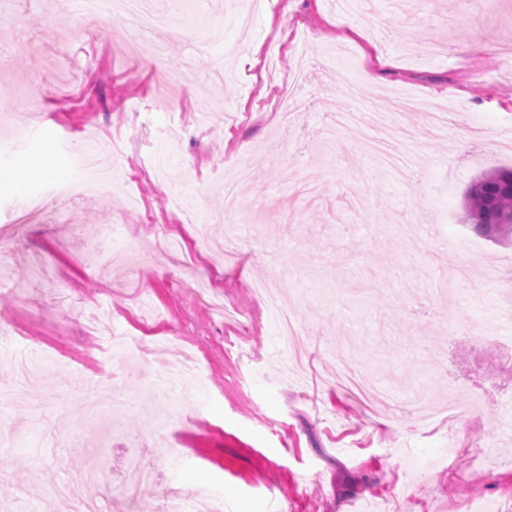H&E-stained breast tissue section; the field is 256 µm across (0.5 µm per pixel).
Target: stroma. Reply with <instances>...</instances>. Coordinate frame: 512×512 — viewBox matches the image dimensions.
Listing matches in <instances>:
<instances>
[{"instance_id":"obj_1","label":"stroma","mask_w":512,"mask_h":512,"mask_svg":"<svg viewBox=\"0 0 512 512\" xmlns=\"http://www.w3.org/2000/svg\"><path fill=\"white\" fill-rule=\"evenodd\" d=\"M139 0L149 19L179 16L167 69L139 62L141 38L121 21L89 20L59 0H0V229L23 247L0 251V315L58 360L0 405V512H72L55 488L92 462L72 445L89 427L88 381L150 389L101 453V512H113L128 469L150 466L151 497L220 494L224 512H446L447 500L500 503L512 490V377L492 337L512 338V242L464 224L482 174L512 167V0H362L344 35L329 0H265L249 25L244 0ZM387 31L383 78L371 31ZM484 44L474 53L473 42ZM318 60L306 107L278 119L276 82L258 79ZM348 71L339 87L333 69ZM442 103L466 130H432L397 93ZM127 194L65 198L45 222L33 195L79 173V152H112ZM113 153V152H112ZM181 190L208 236L234 233L239 256L219 261L170 215ZM114 228L108 241L100 225ZM183 256L154 250L157 235ZM41 284L29 279L34 256ZM463 272L456 301L448 276ZM256 283L281 291L303 341L287 358ZM114 328L141 337L145 357L107 353L97 304ZM239 336L242 351L226 340ZM485 337L483 350L473 347ZM189 348L202 371L168 399L159 373ZM388 390L368 406L328 375L339 360ZM476 401L473 417L440 419L448 394Z\"/></svg>"}]
</instances>
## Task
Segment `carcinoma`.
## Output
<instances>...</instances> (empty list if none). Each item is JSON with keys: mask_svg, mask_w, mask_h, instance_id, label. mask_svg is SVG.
Here are the masks:
<instances>
[{"mask_svg": "<svg viewBox=\"0 0 512 512\" xmlns=\"http://www.w3.org/2000/svg\"><path fill=\"white\" fill-rule=\"evenodd\" d=\"M464 221L479 235L492 239L512 238V169H495L469 189Z\"/></svg>", "mask_w": 512, "mask_h": 512, "instance_id": "obj_1", "label": "carcinoma"}]
</instances>
